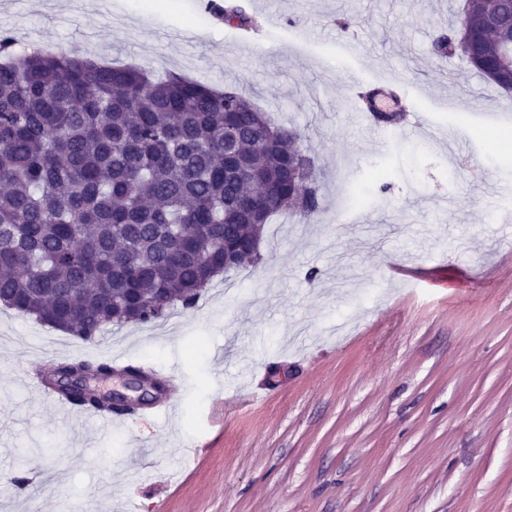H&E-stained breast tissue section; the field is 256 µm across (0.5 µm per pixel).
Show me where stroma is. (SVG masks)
Segmentation results:
<instances>
[{"label":"stroma","instance_id":"35a3bbf8","mask_svg":"<svg viewBox=\"0 0 512 512\" xmlns=\"http://www.w3.org/2000/svg\"><path fill=\"white\" fill-rule=\"evenodd\" d=\"M236 2L258 43L196 0H0L20 43L236 85L320 179L164 334L91 344L0 308V512H512V97L432 52L463 0ZM379 79L419 129L357 110ZM448 126L463 165L427 134ZM40 350L153 367L177 407L95 435L24 386ZM248 388L265 402L234 410Z\"/></svg>","mask_w":512,"mask_h":512}]
</instances>
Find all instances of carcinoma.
Listing matches in <instances>:
<instances>
[{
    "mask_svg": "<svg viewBox=\"0 0 512 512\" xmlns=\"http://www.w3.org/2000/svg\"><path fill=\"white\" fill-rule=\"evenodd\" d=\"M217 10L255 25L240 5ZM500 10V0L464 7L475 21ZM461 38V58L509 91L512 22L431 45ZM301 138L233 85L19 49L0 31V304L85 341L194 307L224 273V238L244 267L260 260L273 216L318 209ZM69 367L112 372L105 361ZM48 386L79 409L116 413L109 399Z\"/></svg>",
    "mask_w": 512,
    "mask_h": 512,
    "instance_id": "carcinoma-1",
    "label": "carcinoma"
}]
</instances>
